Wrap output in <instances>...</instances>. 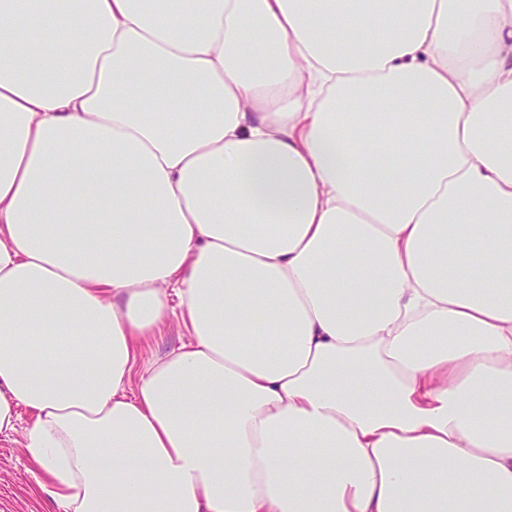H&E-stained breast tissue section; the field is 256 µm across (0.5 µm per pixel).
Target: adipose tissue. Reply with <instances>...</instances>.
Instances as JSON below:
<instances>
[{
    "label": "adipose tissue",
    "instance_id": "obj_1",
    "mask_svg": "<svg viewBox=\"0 0 512 512\" xmlns=\"http://www.w3.org/2000/svg\"><path fill=\"white\" fill-rule=\"evenodd\" d=\"M370 5L33 0L37 56L0 0V436L51 512H512V0ZM185 339L183 331L176 319H171L163 337L152 341L144 348V359L165 357L171 351L176 350Z\"/></svg>",
    "mask_w": 512,
    "mask_h": 512
}]
</instances>
